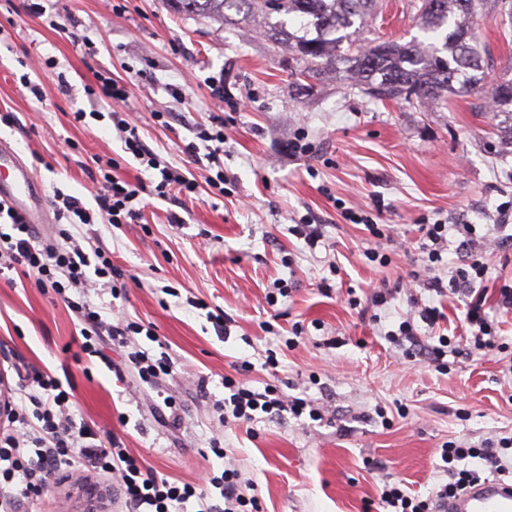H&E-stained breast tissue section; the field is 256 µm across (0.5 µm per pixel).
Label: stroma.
<instances>
[{
	"label": "stroma",
	"instance_id": "1",
	"mask_svg": "<svg viewBox=\"0 0 512 512\" xmlns=\"http://www.w3.org/2000/svg\"><path fill=\"white\" fill-rule=\"evenodd\" d=\"M40 2L41 17L28 12L27 0H0V110L16 117L0 128V141L33 171L45 198L59 190L95 209L86 168L97 154L121 158L125 180L140 175L110 118L69 121V112L95 109L84 88L101 74L127 83L126 111L142 139L200 187L183 203L149 199L141 223L114 227L98 216L75 229L81 243L108 250L113 267L139 280L126 298L98 289L87 301L107 320L112 309L122 311L144 328L133 338L137 348L171 358L162 388L180 406L181 425L169 426V409L110 340L101 342L110 363L73 360L81 324L54 293L0 276V372L13 398L25 395L17 371L68 376L77 421L116 436L172 481L199 484L237 469L243 495L257 493L263 512H384L379 494L389 479L424 497L447 483L446 442L512 435V312L496 307L499 286L512 281V250L485 283L505 352L472 351L444 374L405 358L386 337L419 304L444 314L435 327L420 325L421 335L463 332L460 296L394 287L424 268L421 225L473 224L482 234L496 223L497 207L512 202V146L498 136L487 87L443 106L382 104L335 79L300 92L261 21L223 31L166 0ZM419 25L410 0H382L370 29L404 44L421 38ZM500 28L495 18L474 19L495 75L511 79L512 42ZM25 58L53 62L40 74L41 96L20 81ZM158 111L165 122L154 120ZM214 113L229 119L220 196L204 183L203 150L188 149L196 126ZM298 136L311 143L307 154L291 152ZM350 210L368 212L388 237L351 223ZM172 212L182 227L168 224ZM308 213L324 226L313 250L292 232ZM374 250L387 254L388 265L368 260ZM279 279L289 293L268 304ZM383 290L380 306L373 297ZM219 311L232 319L226 338L208 318ZM270 354L272 372L263 367ZM245 361L253 366L244 375L250 386L273 382L324 410L323 421L261 413L249 424H221L222 382ZM216 436L225 458L210 449ZM369 459L380 468L366 467ZM13 500V488L0 485V512H127L116 478L79 466L49 473L39 498Z\"/></svg>",
	"mask_w": 512,
	"mask_h": 512
}]
</instances>
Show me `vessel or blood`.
I'll list each match as a JSON object with an SVG mask.
<instances>
[{"label":"vessel or blood","instance_id":"obj_1","mask_svg":"<svg viewBox=\"0 0 512 512\" xmlns=\"http://www.w3.org/2000/svg\"><path fill=\"white\" fill-rule=\"evenodd\" d=\"M0 199L9 202L29 223L43 221L46 204L24 163L0 144ZM448 512H512V483L483 480L448 501Z\"/></svg>","mask_w":512,"mask_h":512}]
</instances>
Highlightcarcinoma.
Instances as JSON below:
<instances>
[{"label":"carcinoma","mask_w":512,"mask_h":512,"mask_svg":"<svg viewBox=\"0 0 512 512\" xmlns=\"http://www.w3.org/2000/svg\"><path fill=\"white\" fill-rule=\"evenodd\" d=\"M184 15L206 17L220 27L239 25L261 12L270 40L292 54L295 83L319 81L343 69L350 89L386 103L448 100L485 83L486 64L472 35L470 20L492 6L508 16L500 36L512 39V0H411L425 40L400 44L364 42L377 0H168ZM494 111L511 124L512 79L489 87Z\"/></svg>","instance_id":"carcinoma-1"}]
</instances>
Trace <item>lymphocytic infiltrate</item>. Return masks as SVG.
Listing matches in <instances>:
<instances>
[{"instance_id": "1", "label": "lymphocytic infiltrate", "mask_w": 512, "mask_h": 512, "mask_svg": "<svg viewBox=\"0 0 512 512\" xmlns=\"http://www.w3.org/2000/svg\"><path fill=\"white\" fill-rule=\"evenodd\" d=\"M99 99L105 100L109 115L126 153L140 166L154 174L149 181L129 182L117 176L120 166L117 158L96 155L92 158L94 171L91 180L95 185L94 199L97 214L109 224H133L140 217L139 206L144 196L171 200L191 196L198 190L195 178L163 166L157 154L144 142L135 122L122 116V107L128 99L125 85L110 77H101ZM196 137L207 143V160L216 166L215 174L205 181L215 195L224 193V173L220 171V155L224 151V118L213 116L209 126L199 128ZM53 205L58 218L66 219L67 227L57 228L54 235L40 240L30 224L8 202L0 201V220L10 224V231H0V273L13 271L33 281L41 289H49L65 296L66 306L79 318L82 354L98 357L101 335H108L119 346L127 347L131 336L140 334L141 326L125 317H115L105 322L85 297H66L72 288H108L112 296H120L121 286L114 282L112 260L102 248L85 251L73 229L92 221L93 213L71 195L55 194ZM421 230L424 238L422 249L430 263L438 264L447 249H454L459 263L449 277L433 275L423 279V287L436 294L452 292L463 294L466 299L464 322L468 327L465 338L439 336L437 344L424 343L416 324L424 322L434 326L441 313L437 308L421 310L419 318H406L398 329L389 332L392 343L402 346L410 358H425L445 369V357L458 356L464 347L478 350L497 349L492 322L486 310L485 289L481 284L491 270L484 239L478 236L471 224H425ZM30 390L28 404H13L8 419L14 423V433L0 439V476L19 482L18 496L31 500L41 495L47 474L55 469L78 464L102 471L118 478L124 488L129 512H183L190 499L198 497L195 485L179 483L158 476L145 468L141 460L122 448L116 438L101 439L88 426L77 424L72 411L70 393L53 373L34 370L26 375ZM224 387L230 392L225 404L238 422L251 423L257 414L280 415L291 413L299 417L309 414L319 417V409L309 408L306 399L291 397L279 386L268 384L255 389L233 378H225ZM512 437L500 438L497 447L489 444L467 445L449 442L442 448L440 457L448 466V481L434 496L423 498L404 489L401 483L385 484L380 499L392 512H437L447 506L450 497L480 480L482 472L499 475L512 470ZM478 460L479 466L467 469L463 460ZM240 475L236 470L224 469L221 475L212 476L210 483L218 488L222 505L203 504L200 512H261L258 498H243L239 488Z\"/></svg>"}]
</instances>
